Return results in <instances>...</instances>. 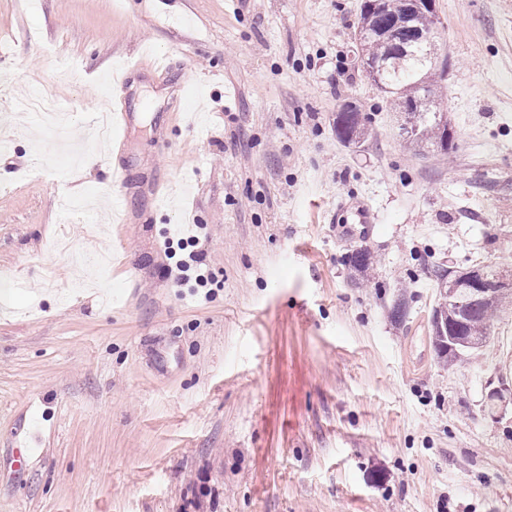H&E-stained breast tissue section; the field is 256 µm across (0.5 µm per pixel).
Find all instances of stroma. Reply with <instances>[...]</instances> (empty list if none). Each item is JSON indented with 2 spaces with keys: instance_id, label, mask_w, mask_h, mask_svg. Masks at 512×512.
<instances>
[{
  "instance_id": "obj_1",
  "label": "stroma",
  "mask_w": 512,
  "mask_h": 512,
  "mask_svg": "<svg viewBox=\"0 0 512 512\" xmlns=\"http://www.w3.org/2000/svg\"><path fill=\"white\" fill-rule=\"evenodd\" d=\"M359 3L0 0L11 97L71 105L69 147L21 112L0 146V512H512V307L474 361L430 324L437 270L512 274V0H435L446 155L400 136ZM344 107L356 119L351 122L344 119L342 121L343 125L341 129L336 128V137L343 144H348V142L354 137L355 141L360 144L364 141L368 133L365 116L362 115V112H357L359 107L354 102L346 103Z\"/></svg>"
}]
</instances>
